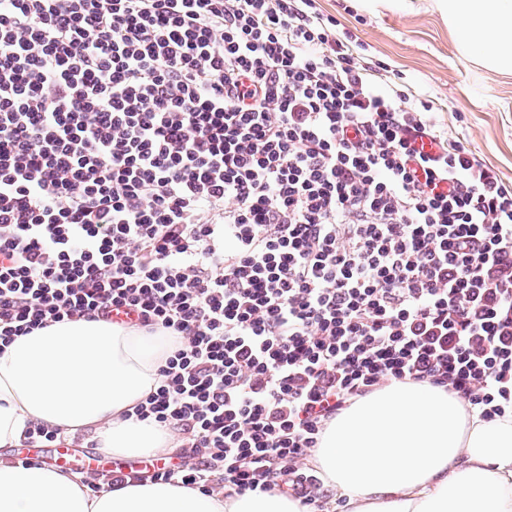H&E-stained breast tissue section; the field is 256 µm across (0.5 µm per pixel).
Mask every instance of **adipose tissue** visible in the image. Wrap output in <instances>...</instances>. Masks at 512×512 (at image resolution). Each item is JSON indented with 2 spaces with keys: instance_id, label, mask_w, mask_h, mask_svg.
Wrapping results in <instances>:
<instances>
[{
  "instance_id": "adipose-tissue-1",
  "label": "adipose tissue",
  "mask_w": 512,
  "mask_h": 512,
  "mask_svg": "<svg viewBox=\"0 0 512 512\" xmlns=\"http://www.w3.org/2000/svg\"><path fill=\"white\" fill-rule=\"evenodd\" d=\"M460 57L512 72V0H428ZM167 351L153 336L77 319L20 336L0 353V446L27 423L73 435L93 426L100 451L140 455L175 439L131 409L153 389ZM316 463L350 512H512V422L467 420L445 391L394 384L340 415ZM43 465L0 459V512H302L277 495L225 500L168 483L112 487Z\"/></svg>"
}]
</instances>
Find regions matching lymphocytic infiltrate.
<instances>
[{
	"instance_id": "lymphocytic-infiltrate-1",
	"label": "lymphocytic infiltrate",
	"mask_w": 512,
	"mask_h": 512,
	"mask_svg": "<svg viewBox=\"0 0 512 512\" xmlns=\"http://www.w3.org/2000/svg\"><path fill=\"white\" fill-rule=\"evenodd\" d=\"M315 0H0V349L74 318L172 347L144 476L319 512L394 383L512 418V182Z\"/></svg>"
}]
</instances>
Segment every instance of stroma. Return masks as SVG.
Wrapping results in <instances>:
<instances>
[{
	"mask_svg": "<svg viewBox=\"0 0 512 512\" xmlns=\"http://www.w3.org/2000/svg\"><path fill=\"white\" fill-rule=\"evenodd\" d=\"M356 47L362 65L383 63L416 99L433 103L432 117L501 177L512 182V74L462 60L438 14L385 8L369 13L359 0H317Z\"/></svg>",
	"mask_w": 512,
	"mask_h": 512,
	"instance_id": "35a3bbf8",
	"label": "stroma"
}]
</instances>
